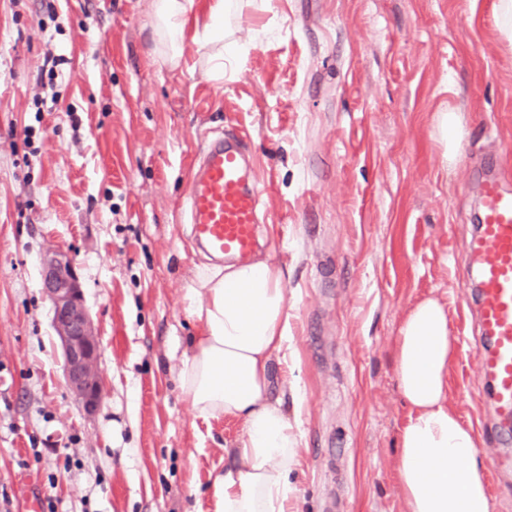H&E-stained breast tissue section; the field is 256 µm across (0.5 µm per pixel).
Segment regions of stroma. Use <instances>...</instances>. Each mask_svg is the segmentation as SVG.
I'll return each mask as SVG.
<instances>
[{
	"mask_svg": "<svg viewBox=\"0 0 512 512\" xmlns=\"http://www.w3.org/2000/svg\"><path fill=\"white\" fill-rule=\"evenodd\" d=\"M494 3L233 0L227 48L185 42L189 70L156 55L148 0H0V512H204L241 426L195 417L178 386L197 333L184 295L211 261L182 201L205 146L233 135L266 189L256 255L284 273L297 512H405L394 356L426 297L448 310V403L478 439L491 512H512L467 275L478 180L512 190ZM51 245L100 336L92 414L62 374ZM439 135L447 145L448 153L453 154L458 146L459 117L456 112H441L437 115Z\"/></svg>",
	"mask_w": 512,
	"mask_h": 512,
	"instance_id": "1",
	"label": "stroma"
}]
</instances>
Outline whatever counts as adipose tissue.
Returning <instances> with one entry per match:
<instances>
[{
  "label": "adipose tissue",
  "mask_w": 512,
  "mask_h": 512,
  "mask_svg": "<svg viewBox=\"0 0 512 512\" xmlns=\"http://www.w3.org/2000/svg\"><path fill=\"white\" fill-rule=\"evenodd\" d=\"M151 0L164 62L180 66L185 40H221L231 0ZM281 269L266 260L205 269L187 290L200 325L178 368L196 417L240 422L242 439L228 449L211 483L207 512H292L288 477L301 435L273 395L275 360L288 352V298ZM455 355L448 312L433 297L412 306L397 337L395 366L409 417L399 435L396 470L406 512H491L477 437L448 404V367Z\"/></svg>",
  "instance_id": "adipose-tissue-1"
}]
</instances>
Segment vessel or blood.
I'll return each instance as SVG.
<instances>
[{"label": "vessel or blood", "instance_id": "b4317fda", "mask_svg": "<svg viewBox=\"0 0 512 512\" xmlns=\"http://www.w3.org/2000/svg\"><path fill=\"white\" fill-rule=\"evenodd\" d=\"M264 192L256 182L241 141L207 146L201 170L187 194L186 217L196 239L210 252L247 259L258 245ZM478 289V370L497 410L512 416V193L497 181L481 190L480 218L471 241Z\"/></svg>", "mask_w": 512, "mask_h": 512}]
</instances>
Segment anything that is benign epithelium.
<instances>
[{
	"label": "benign epithelium",
	"instance_id": "1",
	"mask_svg": "<svg viewBox=\"0 0 512 512\" xmlns=\"http://www.w3.org/2000/svg\"><path fill=\"white\" fill-rule=\"evenodd\" d=\"M43 288L52 304V325L63 354V374L85 411L102 401L98 373V332L85 306L73 258L59 248H49L42 258Z\"/></svg>",
	"mask_w": 512,
	"mask_h": 512
}]
</instances>
